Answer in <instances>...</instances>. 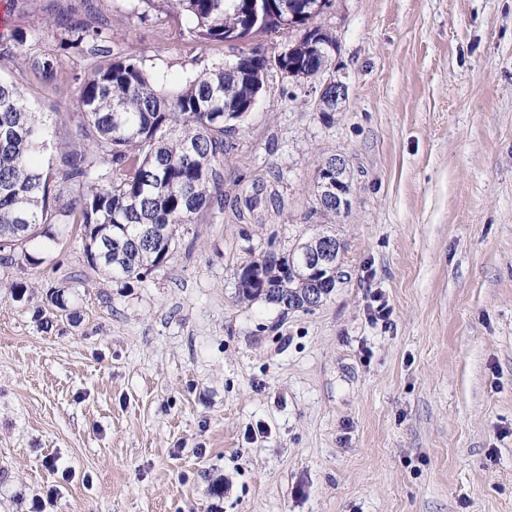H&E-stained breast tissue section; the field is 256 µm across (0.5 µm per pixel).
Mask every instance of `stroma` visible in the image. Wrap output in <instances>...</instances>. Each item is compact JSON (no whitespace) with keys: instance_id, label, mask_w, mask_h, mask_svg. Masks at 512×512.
I'll return each instance as SVG.
<instances>
[{"instance_id":"35a3bbf8","label":"stroma","mask_w":512,"mask_h":512,"mask_svg":"<svg viewBox=\"0 0 512 512\" xmlns=\"http://www.w3.org/2000/svg\"><path fill=\"white\" fill-rule=\"evenodd\" d=\"M134 5L10 0L0 42L39 28L61 63L48 83L4 58L0 77L36 111L74 104L64 13L108 20L113 54L155 73L248 49ZM317 22L346 101L322 114L270 70L222 202L162 268L110 281L75 231L40 266L0 265V512H512V0H333ZM333 154L343 277L310 310L239 301L241 264L313 234ZM325 158L318 165L317 168V194L316 201L317 206L315 209L311 211V218L313 215L319 214L322 219H330L338 214L344 213L349 208V195L345 194L343 191V186L346 184V180L348 182L347 188L350 192L351 182L348 177V169H347V160L342 155H336L335 163H331L325 167L323 170L325 179L322 181V191L320 196L319 183L321 181L320 171L323 167V164L333 157ZM348 177V179H347ZM325 200L328 205H331L336 211L332 210L330 207H327L326 204L322 201Z\"/></svg>"}]
</instances>
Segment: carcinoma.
<instances>
[{
    "instance_id": "obj_1",
    "label": "carcinoma",
    "mask_w": 512,
    "mask_h": 512,
    "mask_svg": "<svg viewBox=\"0 0 512 512\" xmlns=\"http://www.w3.org/2000/svg\"><path fill=\"white\" fill-rule=\"evenodd\" d=\"M189 21L200 47L288 30L278 54L256 44L232 68L154 75L141 56H110L112 29L64 13L60 50L86 59L68 139L26 103L20 86L0 79V264L19 256L40 266L70 226L84 240L88 265L119 283L161 268L184 226L222 198L229 133L254 110L271 66L297 82L330 69L336 38L314 23L316 0H163ZM41 30L19 35L9 57L46 82L55 63L35 51ZM40 243L38 252L29 248ZM305 238L287 253L268 251L246 263L238 298L288 308L315 277L301 262Z\"/></svg>"
}]
</instances>
